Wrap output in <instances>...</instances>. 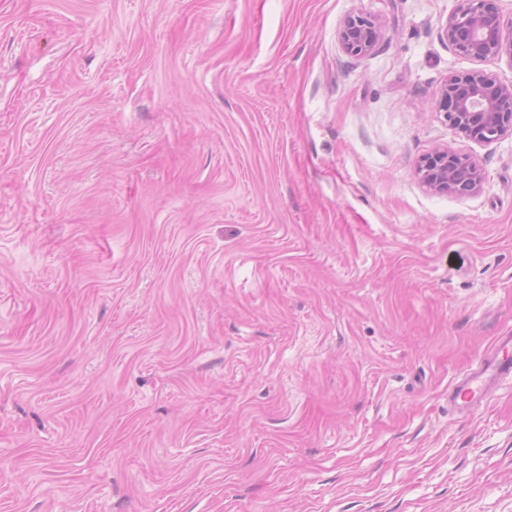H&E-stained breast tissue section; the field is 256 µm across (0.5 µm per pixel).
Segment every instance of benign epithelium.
<instances>
[{"mask_svg":"<svg viewBox=\"0 0 512 512\" xmlns=\"http://www.w3.org/2000/svg\"><path fill=\"white\" fill-rule=\"evenodd\" d=\"M441 32L465 57L512 60V19L503 18L494 0H458ZM382 38L380 26L367 15L349 17L340 31L343 47L355 57L373 53ZM437 109L450 127L474 141L490 143L512 134V84L484 71L448 76L439 89ZM418 173L426 187L439 192L463 189L470 193L483 181L481 169L470 156L447 150L424 157Z\"/></svg>","mask_w":512,"mask_h":512,"instance_id":"benign-epithelium-1","label":"benign epithelium"}]
</instances>
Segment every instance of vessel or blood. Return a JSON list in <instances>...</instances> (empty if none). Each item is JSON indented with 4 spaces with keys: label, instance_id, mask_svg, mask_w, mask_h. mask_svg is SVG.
<instances>
[{
    "label": "vessel or blood",
    "instance_id": "1",
    "mask_svg": "<svg viewBox=\"0 0 512 512\" xmlns=\"http://www.w3.org/2000/svg\"><path fill=\"white\" fill-rule=\"evenodd\" d=\"M508 375H512V333L496 338L492 350L479 360L469 375L454 385L448 399L459 408L484 401L494 382Z\"/></svg>",
    "mask_w": 512,
    "mask_h": 512
}]
</instances>
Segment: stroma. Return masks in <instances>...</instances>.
I'll return each instance as SVG.
<instances>
[{
    "instance_id": "stroma-1",
    "label": "stroma",
    "mask_w": 512,
    "mask_h": 512,
    "mask_svg": "<svg viewBox=\"0 0 512 512\" xmlns=\"http://www.w3.org/2000/svg\"><path fill=\"white\" fill-rule=\"evenodd\" d=\"M456 6L0 0V512H512V379L448 403L512 332ZM340 41L347 53L363 57L373 53L383 38L377 22L367 15L350 16L340 31ZM422 183L431 190L455 192L465 188L470 193L479 188L483 173L468 155L437 151L424 157L418 166Z\"/></svg>"
}]
</instances>
